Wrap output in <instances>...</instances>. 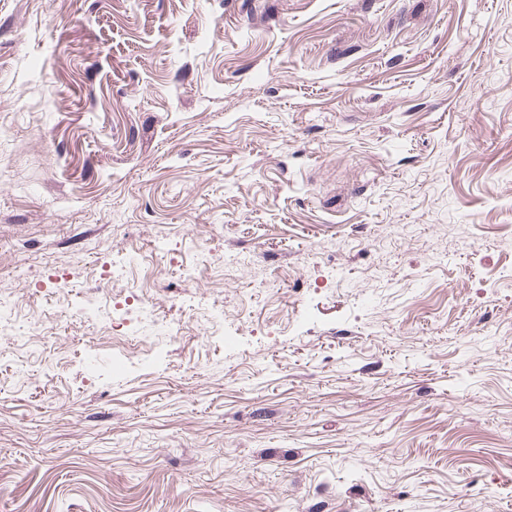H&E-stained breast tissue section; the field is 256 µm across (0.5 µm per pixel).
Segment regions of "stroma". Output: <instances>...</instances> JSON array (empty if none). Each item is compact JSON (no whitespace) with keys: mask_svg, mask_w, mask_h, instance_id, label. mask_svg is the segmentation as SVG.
Returning a JSON list of instances; mask_svg holds the SVG:
<instances>
[{"mask_svg":"<svg viewBox=\"0 0 512 512\" xmlns=\"http://www.w3.org/2000/svg\"><path fill=\"white\" fill-rule=\"evenodd\" d=\"M23 277L0 512H512V0H0ZM128 269H130V263L127 260L112 269V276L110 275L107 280L112 282L114 289L103 291L102 288H88L85 292L87 304L92 308L111 311L112 307V325L103 330L102 336H97L102 344L112 343L115 336H130L124 335L127 333L124 329L126 325L113 321V316L125 309L126 299H132V304L136 302L137 306L144 310L151 308L152 302L149 296L143 292L141 289L143 287L135 281ZM119 297H124V305L119 301Z\"/></svg>","mask_w":512,"mask_h":512,"instance_id":"obj_1","label":"stroma"}]
</instances>
